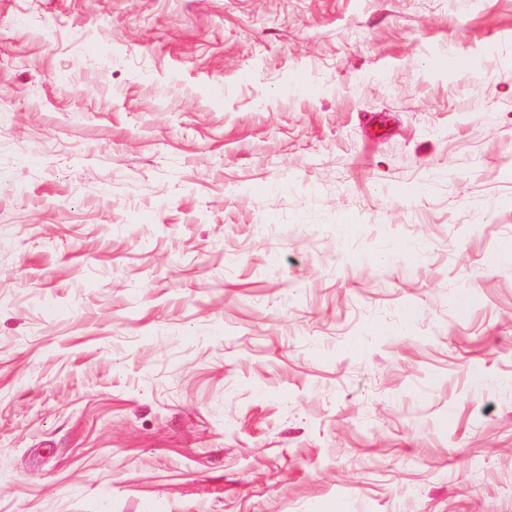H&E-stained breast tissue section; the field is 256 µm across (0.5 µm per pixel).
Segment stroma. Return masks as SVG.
Returning <instances> with one entry per match:
<instances>
[{"label": "stroma", "instance_id": "1", "mask_svg": "<svg viewBox=\"0 0 512 512\" xmlns=\"http://www.w3.org/2000/svg\"><path fill=\"white\" fill-rule=\"evenodd\" d=\"M512 0H0V512H512Z\"/></svg>", "mask_w": 512, "mask_h": 512}]
</instances>
